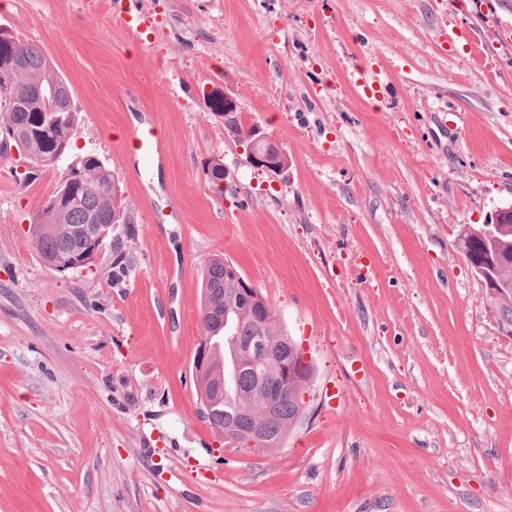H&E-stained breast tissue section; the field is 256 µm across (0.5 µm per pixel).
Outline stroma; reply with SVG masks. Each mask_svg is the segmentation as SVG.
<instances>
[{
	"instance_id": "obj_1",
	"label": "stroma",
	"mask_w": 512,
	"mask_h": 512,
	"mask_svg": "<svg viewBox=\"0 0 512 512\" xmlns=\"http://www.w3.org/2000/svg\"><path fill=\"white\" fill-rule=\"evenodd\" d=\"M141 2L135 42L112 0H0L72 87V156L116 169L132 212L89 268L50 270L27 228L58 172L0 157V512H512V338L455 240L512 205V0ZM360 65L383 74L365 97ZM215 90L287 177L249 163ZM150 128L144 174L120 149ZM213 255L312 364L280 447L201 413Z\"/></svg>"
}]
</instances>
